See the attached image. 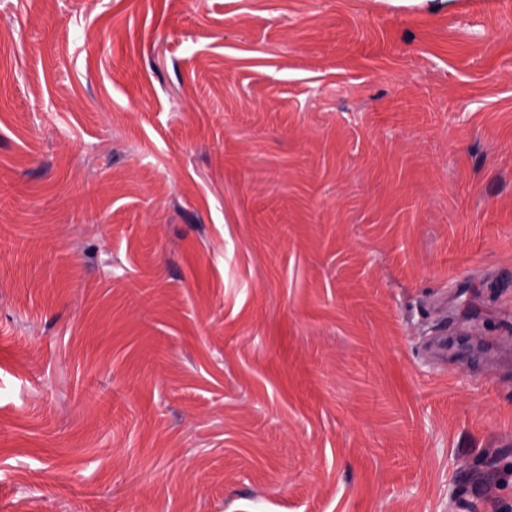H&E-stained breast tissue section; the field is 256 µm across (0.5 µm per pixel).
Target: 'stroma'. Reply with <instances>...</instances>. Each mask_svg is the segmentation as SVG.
<instances>
[{"mask_svg": "<svg viewBox=\"0 0 512 512\" xmlns=\"http://www.w3.org/2000/svg\"><path fill=\"white\" fill-rule=\"evenodd\" d=\"M505 505L512 0H0V512Z\"/></svg>", "mask_w": 512, "mask_h": 512, "instance_id": "obj_1", "label": "stroma"}]
</instances>
